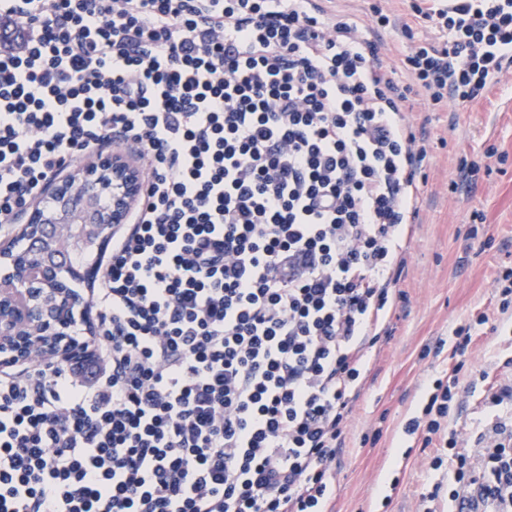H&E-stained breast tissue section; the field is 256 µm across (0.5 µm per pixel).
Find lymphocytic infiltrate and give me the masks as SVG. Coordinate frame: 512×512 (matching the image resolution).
<instances>
[{
    "label": "lymphocytic infiltrate",
    "instance_id": "lymphocytic-infiltrate-1",
    "mask_svg": "<svg viewBox=\"0 0 512 512\" xmlns=\"http://www.w3.org/2000/svg\"><path fill=\"white\" fill-rule=\"evenodd\" d=\"M401 67L326 0H0V224L112 140L142 199L92 354L0 370V512H324L363 358L389 333L429 138L406 119L512 68V0H413ZM471 463L459 380L405 424L447 493L512 512V385Z\"/></svg>",
    "mask_w": 512,
    "mask_h": 512
}]
</instances>
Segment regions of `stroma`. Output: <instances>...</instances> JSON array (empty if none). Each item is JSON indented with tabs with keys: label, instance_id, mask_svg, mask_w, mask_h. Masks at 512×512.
I'll return each mask as SVG.
<instances>
[{
	"label": "stroma",
	"instance_id": "35a3bbf8",
	"mask_svg": "<svg viewBox=\"0 0 512 512\" xmlns=\"http://www.w3.org/2000/svg\"><path fill=\"white\" fill-rule=\"evenodd\" d=\"M336 9L367 17L372 7L410 24L415 38L429 29L413 21L407 0H335ZM431 132L422 187L420 223L409 228L408 266L398 284L403 297L391 316L392 334L365 357V379L336 461L328 512H417L450 462L431 469L436 448H423L403 432L432 383L458 375L461 407L452 425L466 440L487 424L483 392L512 384V334L491 333L500 318L495 279L512 267V69L498 84L455 113L434 112L423 101L408 113ZM479 166L472 188L453 190L460 158ZM482 222H474V213ZM477 325L466 357L454 356L453 331ZM439 354L422 357L425 345Z\"/></svg>",
	"mask_w": 512,
	"mask_h": 512
}]
</instances>
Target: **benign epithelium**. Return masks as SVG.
I'll list each match as a JSON object with an SVG mask.
<instances>
[{
  "mask_svg": "<svg viewBox=\"0 0 512 512\" xmlns=\"http://www.w3.org/2000/svg\"><path fill=\"white\" fill-rule=\"evenodd\" d=\"M144 173L134 154L113 148L55 178L44 199L15 217L25 245L0 254V367L38 358L65 363L90 352L73 340L77 322H86L87 302L63 288L61 257L52 258L42 240L70 230L73 244L89 241L103 249L140 203Z\"/></svg>",
  "mask_w": 512,
  "mask_h": 512,
  "instance_id": "obj_1",
  "label": "benign epithelium"
}]
</instances>
